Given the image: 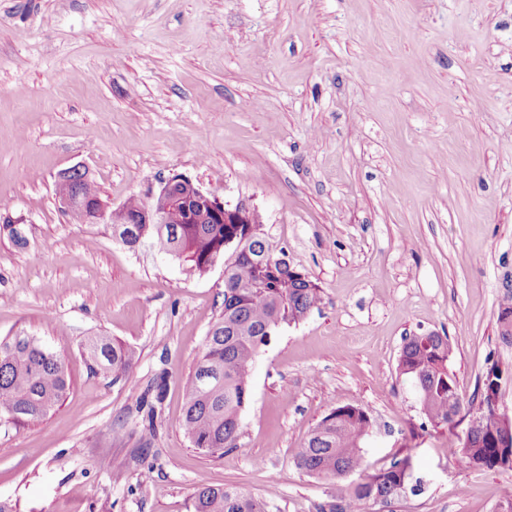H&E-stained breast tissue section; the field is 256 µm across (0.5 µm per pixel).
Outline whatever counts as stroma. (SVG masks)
Here are the masks:
<instances>
[{
    "mask_svg": "<svg viewBox=\"0 0 512 512\" xmlns=\"http://www.w3.org/2000/svg\"><path fill=\"white\" fill-rule=\"evenodd\" d=\"M509 142L512 0H0V201L28 240L0 236V337H36L70 380L43 420L0 427V502L192 512L204 480L315 512L329 482L294 451L353 404L375 422L371 468L400 453L427 480L397 512H495L512 470L456 465L397 365L406 337L438 332L465 400L495 363L512 398ZM74 167L110 209L174 174L250 200L319 286L260 350L237 447L207 455L179 428L223 262L194 274L65 213L55 180ZM90 336L135 350L122 379L90 371ZM162 375L149 435L137 399Z\"/></svg>",
    "mask_w": 512,
    "mask_h": 512,
    "instance_id": "obj_1",
    "label": "stroma"
}]
</instances>
